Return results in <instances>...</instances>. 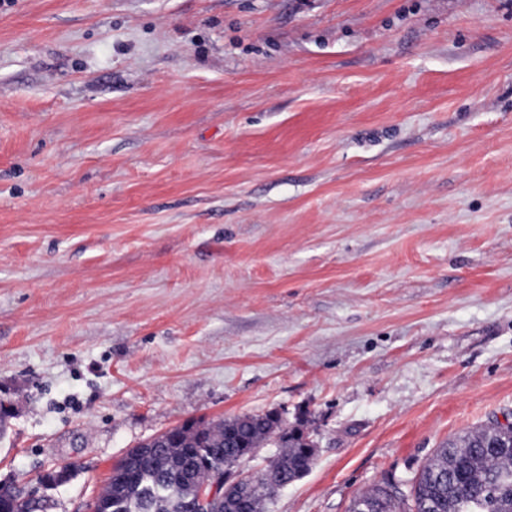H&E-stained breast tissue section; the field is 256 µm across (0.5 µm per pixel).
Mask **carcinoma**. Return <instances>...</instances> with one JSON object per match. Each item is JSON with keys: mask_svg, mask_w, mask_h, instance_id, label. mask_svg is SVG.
Segmentation results:
<instances>
[{"mask_svg": "<svg viewBox=\"0 0 512 512\" xmlns=\"http://www.w3.org/2000/svg\"><path fill=\"white\" fill-rule=\"evenodd\" d=\"M275 412L196 420L168 429L115 463L97 512H185L184 500L210 472L230 468L248 452L272 443L278 453L264 472L224 491L218 512H264L266 500L310 469L315 447L300 428L276 432ZM348 512H512V429L490 423L437 449L401 487L391 479L357 495Z\"/></svg>", "mask_w": 512, "mask_h": 512, "instance_id": "1", "label": "carcinoma"}]
</instances>
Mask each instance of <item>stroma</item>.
I'll use <instances>...</instances> for the list:
<instances>
[{
  "instance_id": "1",
  "label": "stroma",
  "mask_w": 512,
  "mask_h": 512,
  "mask_svg": "<svg viewBox=\"0 0 512 512\" xmlns=\"http://www.w3.org/2000/svg\"><path fill=\"white\" fill-rule=\"evenodd\" d=\"M0 403L47 512L267 412L266 512H348L512 415V0H0Z\"/></svg>"
}]
</instances>
